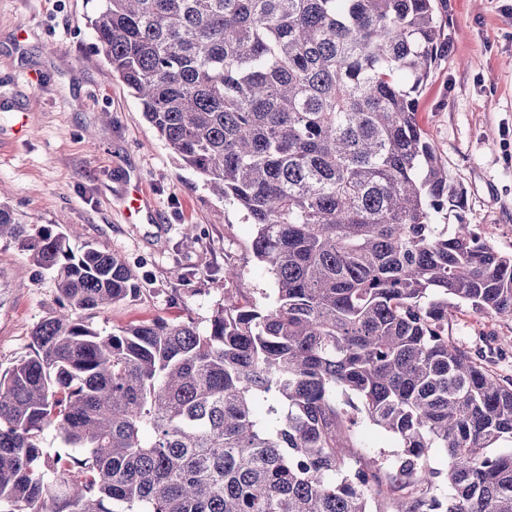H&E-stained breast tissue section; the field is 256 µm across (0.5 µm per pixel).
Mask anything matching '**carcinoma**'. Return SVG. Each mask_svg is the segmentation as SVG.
Returning a JSON list of instances; mask_svg holds the SVG:
<instances>
[{"label":"carcinoma","mask_w":512,"mask_h":512,"mask_svg":"<svg viewBox=\"0 0 512 512\" xmlns=\"http://www.w3.org/2000/svg\"><path fill=\"white\" fill-rule=\"evenodd\" d=\"M90 25L174 157L253 225L273 288L227 264L206 328L103 336L91 315L138 273L0 204V239L58 292L0 373V512H512V380L448 335L453 304L512 316V254L436 224L464 191L418 121L434 0H101ZM360 419L396 439L389 463L351 453Z\"/></svg>","instance_id":"carcinoma-1"}]
</instances>
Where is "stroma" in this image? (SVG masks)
Listing matches in <instances>:
<instances>
[{
  "label": "stroma",
  "mask_w": 512,
  "mask_h": 512,
  "mask_svg": "<svg viewBox=\"0 0 512 512\" xmlns=\"http://www.w3.org/2000/svg\"><path fill=\"white\" fill-rule=\"evenodd\" d=\"M96 0H0V203L20 221L122 254L143 276L137 297L92 316L101 333L163 317L207 326L224 265L270 291L248 250L252 225L181 167L119 80L106 79L89 19ZM448 47L418 93L420 124L466 193L465 222L512 253V0H435ZM111 122H103V113ZM151 212L127 223L134 184ZM195 225L194 236L184 234ZM180 268L187 278L170 276ZM49 271L0 240V372L30 353L31 327L55 306ZM449 334L473 349L501 342L490 369L512 378V317L451 309Z\"/></svg>",
  "instance_id": "35a3bbf8"
}]
</instances>
